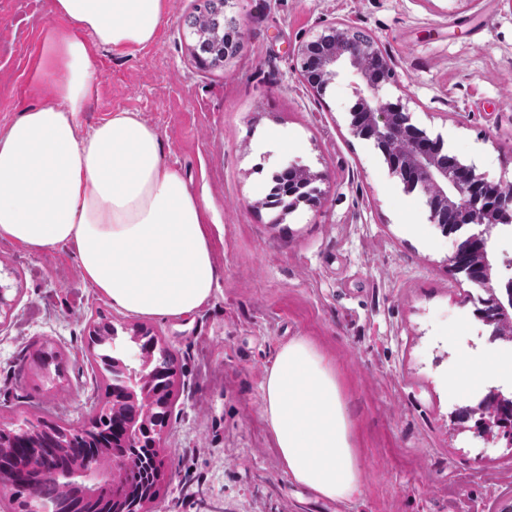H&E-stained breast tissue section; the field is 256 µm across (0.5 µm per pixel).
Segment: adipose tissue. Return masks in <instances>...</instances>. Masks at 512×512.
I'll return each instance as SVG.
<instances>
[{
    "instance_id": "adipose-tissue-1",
    "label": "adipose tissue",
    "mask_w": 512,
    "mask_h": 512,
    "mask_svg": "<svg viewBox=\"0 0 512 512\" xmlns=\"http://www.w3.org/2000/svg\"><path fill=\"white\" fill-rule=\"evenodd\" d=\"M30 89L39 103L0 129V238L34 254L71 249L84 280L134 317L192 315L218 285L208 208L164 160L138 113L90 130L97 48L123 55L152 44L168 0H53ZM512 363L486 353L448 374L466 393ZM263 419L291 479L322 499L361 494L362 472L333 360L306 336L281 344L265 369Z\"/></svg>"
}]
</instances>
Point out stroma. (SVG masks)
Segmentation results:
<instances>
[{
	"instance_id": "35a3bbf8",
	"label": "stroma",
	"mask_w": 512,
	"mask_h": 512,
	"mask_svg": "<svg viewBox=\"0 0 512 512\" xmlns=\"http://www.w3.org/2000/svg\"><path fill=\"white\" fill-rule=\"evenodd\" d=\"M198 2L168 0L156 41L135 55L96 50L99 90L81 122L89 130L127 110L157 127L166 161L209 204L224 275L194 315L139 319L82 279L70 249L0 241L12 304L0 321V424L87 422L110 382L91 363L90 322L116 328L122 358L136 353L140 326L177 371L152 512H512V447L458 418L484 391L511 398L512 385L448 386L477 347L512 360V340L475 313L484 291L450 269L466 234H445L426 196L352 133V80L317 93L298 55L332 24L365 32L395 72L383 102L406 106L445 152L508 188L512 0H230L242 49L214 69L190 50L185 20ZM55 21L52 0H0V127L34 104L31 65ZM291 163L318 175L322 195L284 215L262 201ZM297 335L323 347L343 386L364 481L347 502L292 482L262 418L265 369Z\"/></svg>"
}]
</instances>
